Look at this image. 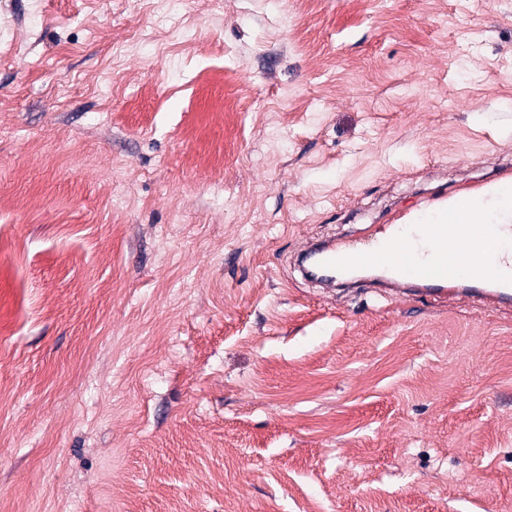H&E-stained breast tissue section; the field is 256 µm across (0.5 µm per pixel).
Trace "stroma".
Masks as SVG:
<instances>
[{
  "label": "stroma",
  "mask_w": 512,
  "mask_h": 512,
  "mask_svg": "<svg viewBox=\"0 0 512 512\" xmlns=\"http://www.w3.org/2000/svg\"><path fill=\"white\" fill-rule=\"evenodd\" d=\"M512 165V0H0V512H512V309L296 258Z\"/></svg>",
  "instance_id": "1"
}]
</instances>
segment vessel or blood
<instances>
[{"label":"vessel or blood","instance_id":"1","mask_svg":"<svg viewBox=\"0 0 512 512\" xmlns=\"http://www.w3.org/2000/svg\"><path fill=\"white\" fill-rule=\"evenodd\" d=\"M507 191L511 174L481 182L468 194L440 195L434 208L399 213L369 235L311 244L304 256L335 276L372 271L384 287L413 299L464 297L512 308V222L440 221L442 214L465 209L468 197L489 201Z\"/></svg>","mask_w":512,"mask_h":512}]
</instances>
